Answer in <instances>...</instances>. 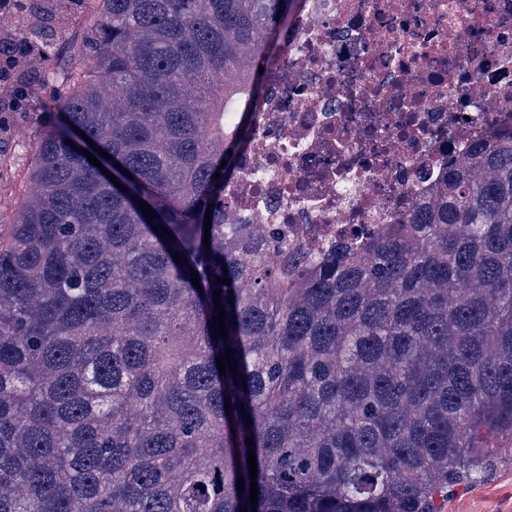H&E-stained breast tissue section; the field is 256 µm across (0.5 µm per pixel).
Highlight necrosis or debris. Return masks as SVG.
<instances>
[{"label":"necrosis or debris","instance_id":"1","mask_svg":"<svg viewBox=\"0 0 512 512\" xmlns=\"http://www.w3.org/2000/svg\"><path fill=\"white\" fill-rule=\"evenodd\" d=\"M225 224L359 241L512 125V0H304Z\"/></svg>","mask_w":512,"mask_h":512}]
</instances>
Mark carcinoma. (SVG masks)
I'll return each mask as SVG.
<instances>
[{
    "label": "carcinoma",
    "mask_w": 512,
    "mask_h": 512,
    "mask_svg": "<svg viewBox=\"0 0 512 512\" xmlns=\"http://www.w3.org/2000/svg\"><path fill=\"white\" fill-rule=\"evenodd\" d=\"M26 2L0 25V135L35 155L0 218V512H438L481 479L512 437V127L364 244L274 257L224 233V183L300 0Z\"/></svg>",
    "instance_id": "obj_1"
}]
</instances>
